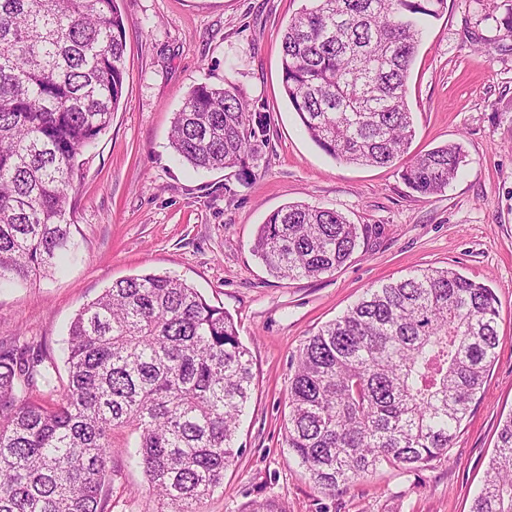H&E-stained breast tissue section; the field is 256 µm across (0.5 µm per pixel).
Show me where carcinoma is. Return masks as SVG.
Here are the masks:
<instances>
[{"instance_id": "cac0c4a2", "label": "carcinoma", "mask_w": 512, "mask_h": 512, "mask_svg": "<svg viewBox=\"0 0 512 512\" xmlns=\"http://www.w3.org/2000/svg\"><path fill=\"white\" fill-rule=\"evenodd\" d=\"M282 35V80L311 140L347 163H402L437 194L464 154L408 161L406 82L425 23L447 0H307ZM116 0H0V283L51 274L76 249L77 155L112 123L126 68ZM264 115L230 82L184 97L171 147L194 168L246 167ZM359 228L297 202L270 214L252 251L271 275L316 278L353 254ZM497 300L456 270L420 269L371 288L307 338L288 388L285 445L328 492L390 463L436 460L498 356ZM67 382L46 357L0 350V512H105L112 433L138 437L159 512H200L224 482L251 398L249 350L224 308L169 275L117 280L69 327ZM472 512H512V414Z\"/></svg>"}]
</instances>
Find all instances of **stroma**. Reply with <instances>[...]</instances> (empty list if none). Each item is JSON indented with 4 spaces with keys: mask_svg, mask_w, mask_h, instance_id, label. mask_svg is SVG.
Wrapping results in <instances>:
<instances>
[{
    "mask_svg": "<svg viewBox=\"0 0 512 512\" xmlns=\"http://www.w3.org/2000/svg\"><path fill=\"white\" fill-rule=\"evenodd\" d=\"M304 0H117L127 75L111 126L83 149L73 190L77 256L53 276L0 287V347L41 346L53 384L68 379L76 313L112 282L167 274L224 307L255 376L240 456L201 512H471L512 414V0H447L427 25L407 81L410 154L459 143L463 173L439 194L404 183L395 166L346 163L306 133L283 91L281 35ZM232 82L270 131L248 169L194 170L170 132L184 96ZM302 201L338 211L364 234L351 258L316 279H278L254 256L259 224ZM428 267H451L494 291L498 356L446 457L407 469L382 464L325 493L284 443L291 365L305 339L366 290ZM135 441L116 431L104 487L109 512H157Z\"/></svg>",
    "mask_w": 512,
    "mask_h": 512,
    "instance_id": "obj_1",
    "label": "stroma"
}]
</instances>
